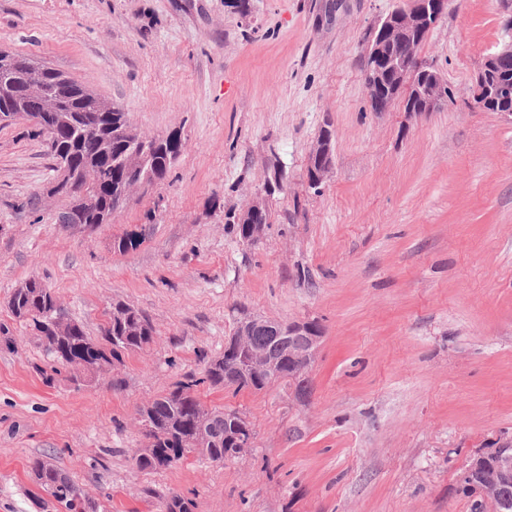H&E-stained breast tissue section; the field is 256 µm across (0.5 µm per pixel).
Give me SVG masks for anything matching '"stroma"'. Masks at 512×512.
<instances>
[{"instance_id":"obj_1","label":"stroma","mask_w":512,"mask_h":512,"mask_svg":"<svg viewBox=\"0 0 512 512\" xmlns=\"http://www.w3.org/2000/svg\"><path fill=\"white\" fill-rule=\"evenodd\" d=\"M403 0H0V49L54 67L143 136L178 133L166 178L134 187L109 223L60 222L53 162L30 126H0V512H62L29 475L41 457L95 512H473L471 460L512 435V124L476 104L501 47L503 0H448L418 49L447 106L373 112L364 56ZM334 166L309 188L310 151ZM263 238L237 222L274 168ZM133 239L126 251L120 239ZM36 278L101 336L114 302L153 343L87 386H47L43 346L8 300ZM313 319L323 337L297 399L203 383L241 312ZM241 412L251 448L142 470L137 411L181 385ZM333 152V135L329 130H325L311 149L307 175L308 186L318 189L322 185L333 168Z\"/></svg>"}]
</instances>
